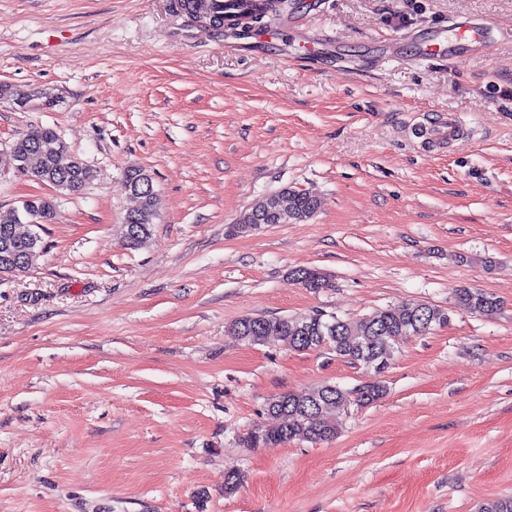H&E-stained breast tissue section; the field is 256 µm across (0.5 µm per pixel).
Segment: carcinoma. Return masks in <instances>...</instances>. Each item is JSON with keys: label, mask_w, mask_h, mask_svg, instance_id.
Returning <instances> with one entry per match:
<instances>
[{"label": "carcinoma", "mask_w": 512, "mask_h": 512, "mask_svg": "<svg viewBox=\"0 0 512 512\" xmlns=\"http://www.w3.org/2000/svg\"><path fill=\"white\" fill-rule=\"evenodd\" d=\"M187 15H206L218 24L223 16L210 11L206 0H178ZM16 160L23 164L24 173L59 190L75 193L95 178V170L78 155L70 152L61 136L51 127H34L12 141ZM138 205L124 218L122 245L128 249L143 246L151 234L161 200L153 191L137 197ZM288 202L291 221L301 223L316 213V195L306 190L285 189L257 200L245 213L242 223L257 227L280 223L279 209ZM36 212L40 223L56 218L53 201L36 198L23 204V211ZM30 229L22 221L0 222V237L11 241V249L24 255L27 267H32L44 252L42 238L30 237ZM292 281L311 291L332 287L328 276L314 268L292 271ZM455 307L461 311L489 316L500 310V300L480 288L455 289ZM448 323V311L435 305L408 302L399 310L378 309L356 321L317 311L309 316H246L234 324V331L250 345H261L271 336L288 342V349L298 352L327 349L352 364L374 369L381 374L398 352L399 346L411 336H422L437 326ZM385 393L379 381L343 388L326 384L313 390L288 391L267 402L266 411L275 415L279 424L273 430L255 429L241 439L246 448H270L292 441H329L336 435L332 420L336 410L350 406L366 407ZM478 512H512V497L483 502Z\"/></svg>", "instance_id": "carcinoma-1"}]
</instances>
